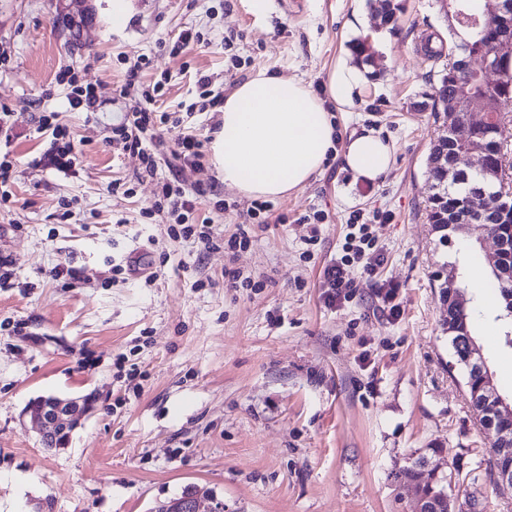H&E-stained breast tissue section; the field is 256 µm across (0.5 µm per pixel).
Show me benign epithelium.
Instances as JSON below:
<instances>
[{"mask_svg":"<svg viewBox=\"0 0 512 512\" xmlns=\"http://www.w3.org/2000/svg\"><path fill=\"white\" fill-rule=\"evenodd\" d=\"M478 18L481 24H493L497 27V35L480 68L477 69L482 82L492 86L499 80L494 62L512 56V0H483ZM448 112L455 115L454 122L448 126V134L456 136L466 129L488 122L491 118L485 100L469 93H461L448 101ZM476 112L480 114V118L474 120L472 115ZM490 208L488 197L476 194L471 198L470 213L461 219L460 223L483 224L490 213ZM468 345L471 357L477 360L483 370L487 402L493 405L502 420L512 419V402H507L498 392L493 375L481 355L480 347L471 337L468 338ZM90 412V401L84 396H40L25 408L23 421L37 431L41 442L59 448L68 443L74 430ZM160 512H224V507L216 499H205L194 492L183 500L169 501L162 506Z\"/></svg>","mask_w":512,"mask_h":512,"instance_id":"benign-epithelium-1","label":"benign epithelium"}]
</instances>
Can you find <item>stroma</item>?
<instances>
[{"mask_svg":"<svg viewBox=\"0 0 512 512\" xmlns=\"http://www.w3.org/2000/svg\"><path fill=\"white\" fill-rule=\"evenodd\" d=\"M396 32L368 0H87L84 45L62 33L74 0H0V107L9 108L17 164L0 206V512H153L191 488L224 512H413L399 468L429 449L458 480L457 512H512L493 491L492 431L470 407L465 374L441 323L443 277L495 250L482 225L441 241L427 219L431 144L452 116L423 106L438 67L427 41L454 47L445 0H399ZM195 28L200 45L171 57ZM234 36L225 45V36ZM367 38V82L356 106L336 115L342 137L372 128L394 148L390 171L354 180L330 157L298 191L273 200L268 223L245 224L250 201L218 188L225 235L246 228V248L201 251L171 241L138 157L108 147L94 116L71 111L61 69L109 100L127 63L148 58L143 87L163 82L161 110L196 102V71L223 92L265 70L326 86L351 43ZM57 112L78 152L70 176L28 169L47 148L41 116ZM130 187L116 195L113 182ZM360 213L384 254L372 274L348 269L351 298L328 304L325 265ZM321 214L307 246L308 219ZM169 273L112 283V267L143 261ZM71 275L56 278L57 265ZM255 288H228L224 274ZM397 288V318L380 286ZM473 333L501 395L512 397V348L497 306L473 301ZM138 370L129 380V370ZM91 396L93 409L67 447L48 449L22 412L40 396Z\"/></svg>","mask_w":512,"mask_h":512,"instance_id":"1","label":"stroma"}]
</instances>
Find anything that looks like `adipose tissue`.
<instances>
[{
  "instance_id": "1",
  "label": "adipose tissue",
  "mask_w": 512,
  "mask_h": 512,
  "mask_svg": "<svg viewBox=\"0 0 512 512\" xmlns=\"http://www.w3.org/2000/svg\"><path fill=\"white\" fill-rule=\"evenodd\" d=\"M365 84L360 67L340 60L325 95L299 77L259 71L224 101L212 153L226 185L251 198L278 199L304 186L335 147L334 115L354 107ZM355 178L375 181L393 162L390 144L374 130L351 134L343 153Z\"/></svg>"
}]
</instances>
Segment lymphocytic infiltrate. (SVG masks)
Listing matches in <instances>:
<instances>
[{
  "label": "lymphocytic infiltrate",
  "instance_id": "f902f5d3",
  "mask_svg": "<svg viewBox=\"0 0 512 512\" xmlns=\"http://www.w3.org/2000/svg\"><path fill=\"white\" fill-rule=\"evenodd\" d=\"M160 92L157 86L143 91L136 106L125 107L117 117L107 120L106 144L139 156L143 175L151 178H157L161 146H169L173 159L168 166L170 175L163 180L157 179L156 200L152 211L164 215L168 220L170 239H191L207 251L247 246V234L228 236L217 224L216 219L223 216L225 207L223 201L216 198V184L188 182V172L203 164L206 142L193 127L185 123L179 113L158 110L156 103ZM40 129L50 132V145L30 160V168L35 171L50 169L63 175L73 174L78 156L66 130L58 123L56 113L42 116ZM168 130L175 133L174 140L169 142L164 139V133ZM211 196L216 199L214 215L204 217L201 223H190L189 217L195 211L198 200ZM381 258L369 225H360L357 233L348 234L341 253L331 259L323 271L322 286L327 302L333 304L352 295L354 283L348 276L351 264H360L364 272L370 274L380 264Z\"/></svg>",
  "mask_w": 512,
  "mask_h": 512
}]
</instances>
